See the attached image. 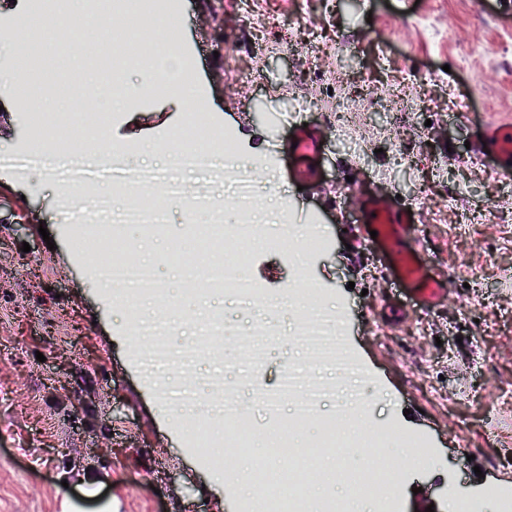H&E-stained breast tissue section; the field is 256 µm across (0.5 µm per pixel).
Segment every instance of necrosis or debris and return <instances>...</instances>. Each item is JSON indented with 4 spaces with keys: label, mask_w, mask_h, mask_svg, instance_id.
<instances>
[{
    "label": "necrosis or debris",
    "mask_w": 512,
    "mask_h": 512,
    "mask_svg": "<svg viewBox=\"0 0 512 512\" xmlns=\"http://www.w3.org/2000/svg\"><path fill=\"white\" fill-rule=\"evenodd\" d=\"M171 7L170 0H91L83 26L92 25L98 15H108L117 22V35L137 46L133 52L107 49L95 58L92 67L107 98L133 95L126 81L130 67H153L166 53L175 52L166 28L127 25L133 16L167 12ZM294 18L297 25L283 42L298 60L342 58L352 54L359 42V34L339 29L328 35L323 46H316L304 38L313 20L300 10ZM327 78L328 91L303 97L302 104L320 110L327 125L351 139L360 159L370 150L361 131L363 114L401 101L407 112L423 111L432 81L431 76H419L413 94L404 84L380 83L366 87L361 100L355 101L347 98L338 71H328ZM105 124L106 116L100 112L84 120L68 113L57 115L52 130L60 134L62 147L39 143L20 153L0 154V166L45 172L70 198L68 217L78 228L111 226V238L85 233L80 242L95 257L96 278L112 285L115 304L126 313L144 372L160 380L162 399L186 409L207 403L209 411L218 409L224 420V430L218 433L209 411L187 418L191 438L220 462L252 458V473L277 487L286 512H344L341 500L317 492L319 485L336 481L343 484L347 498L371 500L373 512H399L395 489L402 465L382 458L383 440L407 449L416 466L429 460L431 450L424 437L391 424L382 429L338 430L335 417L325 411L326 403L332 402L342 412H361L368 397L366 371L345 339L344 316L307 274L310 257L325 244L319 225L293 224L284 214L268 223L258 221L267 202L258 176L267 173L268 165L258 160L248 166L233 163L235 135L210 113H189L186 124L172 135L175 158L163 167L129 166L118 150L73 149V142L84 139L87 128L99 131ZM98 186L110 187V194L85 201V189ZM230 203L239 215L233 224L225 221ZM173 207L191 218L199 212L206 216L204 223L183 225V242L169 255L183 283L176 297L159 282L154 265L140 256L141 239L165 231ZM130 227L139 230V238H125ZM259 244L280 253L294 270L295 278L285 288L270 290L250 276L251 252ZM219 294L264 312L262 320L237 330L230 355L224 349L225 320L208 306L209 299ZM285 312L296 319L292 339L302 356L285 363L278 385L272 387L264 371L271 349L284 341L276 318ZM187 319L195 326L193 339L171 345L175 325ZM204 367L209 370L205 396L196 383ZM243 391L265 412L266 424H256L243 410L239 397ZM311 424L317 433L304 439ZM259 439L267 447L262 457L253 454ZM352 451L359 454L360 464L340 467V460Z\"/></svg>",
    "instance_id": "1"
}]
</instances>
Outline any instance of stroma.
<instances>
[{"mask_svg": "<svg viewBox=\"0 0 512 512\" xmlns=\"http://www.w3.org/2000/svg\"><path fill=\"white\" fill-rule=\"evenodd\" d=\"M209 2L180 0L176 14L179 51L195 62V87L186 98L161 91L130 99L101 140L83 139L77 150L96 151L103 141L128 146L129 165H145L150 156L163 165L174 130L195 103L236 130L242 160L273 154L275 206L292 223L322 224L330 239L310 258L309 273L347 319L349 345L368 373V420L422 434L431 448L427 464L405 469L397 488L402 512H445L450 490L495 512L489 489H512V452L503 448L512 443V183L474 165L467 144L484 122L512 121V71L499 67L512 58V0H485L486 24L454 11L458 37L440 43L429 30L401 25L410 12H431L434 0H332L315 36L338 28L361 35L339 70L406 83L429 72L434 83L426 111L402 122L396 143L366 114L372 151L365 161L327 128L316 192L289 181L288 127L264 116L302 112L289 89H317L322 70L300 67L279 48L278 28L259 58V79L237 84L228 67L238 42L237 0H222L218 33L206 20ZM34 12L33 0H0V56L7 64L23 51L18 20ZM111 37L106 18L69 31L58 96L22 99L15 89L0 91V153L23 152L43 137L31 113L95 111L92 93L64 83L90 47ZM465 41L477 50L464 52ZM460 103L471 106L469 118L458 116ZM396 150L408 164L393 165ZM441 159L470 204L491 215L483 224L461 223L443 189L433 188L428 204L444 210L445 221L415 225L414 241L447 277L448 297L429 311L407 304L394 324L383 302L401 299L400 288L383 276L375 253L343 241L355 215L342 172L364 173L367 187L385 188L411 208ZM66 214L59 186L43 172L0 168V512H68L74 505L81 512H230L223 480L182 447L174 409L131 365L135 344L124 314L89 259L74 256ZM185 221L181 209L171 208L166 235L144 249L158 278L175 290L180 276L165 256L181 244ZM249 272L272 290L294 275L265 249L254 251Z\"/></svg>", "mask_w": 512, "mask_h": 512, "instance_id": "1", "label": "stroma"}]
</instances>
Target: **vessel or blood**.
Wrapping results in <instances>:
<instances>
[{
  "label": "vessel or blood",
  "mask_w": 512,
  "mask_h": 512,
  "mask_svg": "<svg viewBox=\"0 0 512 512\" xmlns=\"http://www.w3.org/2000/svg\"><path fill=\"white\" fill-rule=\"evenodd\" d=\"M296 147L291 154L294 180L316 187L318 176L312 157L324 151L323 134L316 126H297L291 131ZM480 150L505 170L512 168V126L491 122L485 124L477 139ZM358 214L356 231L363 241L371 242L379 254L385 271L416 306L434 309L441 306L448 292V279L436 273L413 243L414 215L408 214L391 198L376 192H356L351 196Z\"/></svg>",
  "instance_id": "obj_1"
}]
</instances>
